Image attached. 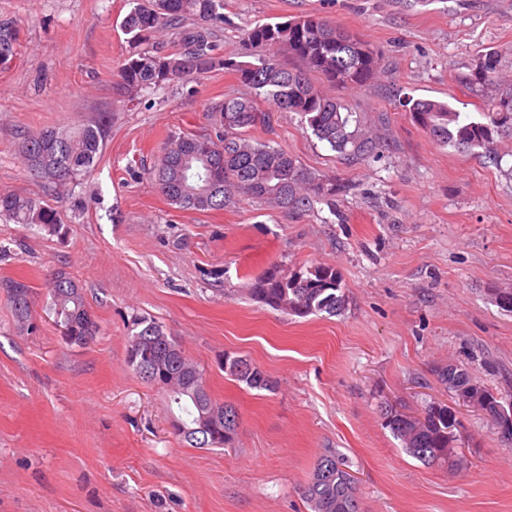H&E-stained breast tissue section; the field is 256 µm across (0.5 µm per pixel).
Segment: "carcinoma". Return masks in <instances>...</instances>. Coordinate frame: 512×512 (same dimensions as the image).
<instances>
[{"label": "carcinoma", "instance_id": "obj_1", "mask_svg": "<svg viewBox=\"0 0 512 512\" xmlns=\"http://www.w3.org/2000/svg\"><path fill=\"white\" fill-rule=\"evenodd\" d=\"M224 0H136L122 22L134 43L157 34L177 35L174 52H138L121 65L114 82L116 94L130 100L147 90L185 86L203 75L225 69L253 90L250 96H228L211 104L214 133L171 137L150 172L154 188L183 210H222L240 197L271 202L291 213L311 210L317 203L332 205L347 185L302 167L296 158L271 142L252 138V129L271 124L267 101L280 111L294 112L316 138L355 161L379 159L388 148L373 129L374 121L345 100L327 94L314 82L319 78L339 91L370 86L379 71L378 54L354 35L313 15L246 28L242 41L250 61H237L219 52L216 37L224 29ZM21 28L0 20V63L13 58ZM284 48L296 62L282 65L271 50ZM490 67L462 79L469 90L500 86L503 76L498 55ZM404 111L435 141L463 152L476 148L498 164L495 136L512 131V88L489 101L478 114L463 112L445 101L413 99L399 102ZM105 139L101 123L74 128H47L27 135L21 155L29 172L57 192L89 173ZM0 216L18 224L36 225L61 233L56 208L42 197L0 193ZM16 325L36 329L31 287L8 279L0 283ZM251 295L259 302L300 317L345 310L346 297L336 270L309 266L287 275L267 273L254 279ZM52 311L68 344L84 346L100 332L97 317L86 304L82 289L65 272L52 278ZM127 364L148 381L167 390L175 434L193 448L230 443L236 435V409L211 397L203 372L187 357L162 325L144 316L132 320ZM225 369L252 389H269L272 382L250 359L226 357ZM438 381L456 398L472 403L496 418L502 396L476 381L462 364L450 362L435 370ZM386 428L406 452L427 466L453 465L455 419L445 404H432L419 418L389 405L380 410ZM301 495L310 512H360L354 476L340 454L327 451L314 463Z\"/></svg>", "mask_w": 512, "mask_h": 512}]
</instances>
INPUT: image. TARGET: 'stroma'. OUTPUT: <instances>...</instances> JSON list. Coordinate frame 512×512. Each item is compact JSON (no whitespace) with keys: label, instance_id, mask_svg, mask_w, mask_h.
I'll return each instance as SVG.
<instances>
[{"label":"stroma","instance_id":"1","mask_svg":"<svg viewBox=\"0 0 512 512\" xmlns=\"http://www.w3.org/2000/svg\"><path fill=\"white\" fill-rule=\"evenodd\" d=\"M131 7L0 0V18L21 25L0 69V193L45 194L20 156L25 135L98 119L108 127L92 174L53 201L61 235L0 217V280L31 285L38 324L19 331L0 295V512H310L301 489L329 449L355 476L361 512H512V444L435 375L454 361L512 396V313L494 302L496 289L512 288L503 175L512 134L497 137L496 165L434 141L398 104L410 96L481 111L497 88L474 93L461 79L489 51L512 79V0H224L225 56L240 53L243 26L302 15L353 32L379 56L375 83L344 97L387 114L382 159H345L293 112L252 131L348 183L335 209L303 214L247 198L187 211L152 187L169 137L211 130L210 102L248 89L221 69L117 102ZM311 264L338 272L341 315L297 317L251 296L255 277ZM58 271L100 324L88 346L65 343L54 322ZM136 316L162 325L212 398L235 407L232 445L191 448L174 434L165 390L126 363ZM228 355L251 359L273 389L235 380ZM434 402L463 424L447 469L411 458L380 416L387 404L419 415Z\"/></svg>","mask_w":512,"mask_h":512}]
</instances>
